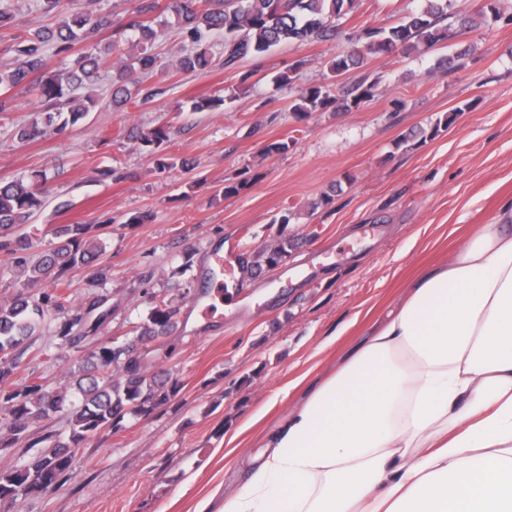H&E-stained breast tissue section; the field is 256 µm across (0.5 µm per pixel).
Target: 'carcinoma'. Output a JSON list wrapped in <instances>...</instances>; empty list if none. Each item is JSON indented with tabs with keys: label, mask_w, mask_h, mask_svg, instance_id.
I'll use <instances>...</instances> for the list:
<instances>
[{
	"label": "carcinoma",
	"mask_w": 512,
	"mask_h": 512,
	"mask_svg": "<svg viewBox=\"0 0 512 512\" xmlns=\"http://www.w3.org/2000/svg\"><path fill=\"white\" fill-rule=\"evenodd\" d=\"M357 0H141L130 12L118 16L102 14L83 7L61 8L62 0H43L44 10H59L55 28H36L13 45L14 61L0 67V112L7 110L11 92L22 86L32 90L41 109L25 125L15 130V138L26 143L48 131L56 133L82 124L95 101L75 92L98 82L101 71L112 69L111 102L114 107L142 105L159 94L152 90L140 94V78L152 73L205 72L215 65L233 68L249 57L264 56L287 42H307L314 38H330L339 34L335 21L354 12ZM452 0H422V5L391 26L367 27L358 34L362 49L334 58L328 63V78H336L362 65L364 55L392 52H429L438 45L459 39L480 25L501 19L499 0H487L470 19H457L446 25ZM169 26L181 29L190 45L179 49L167 62L153 52L154 42ZM110 29L113 37L129 44L131 53L110 59L115 43L99 47L95 38ZM218 34L223 37V57L215 59L208 41ZM66 55L63 68L52 69L47 62V48ZM253 72L239 76V85L223 94L200 97L193 102L196 112H212L224 108L237 92L249 90ZM375 83L360 82L339 97L327 85L312 84L297 90L291 106L294 117L301 121L312 113L327 108L350 110L373 96ZM461 109L444 115L430 127L419 128L401 137L400 147L415 140L425 143L448 128ZM128 138L150 154L158 153L170 139L163 126L133 130ZM47 173L37 171L30 179L0 181V252L11 259L20 290L10 302L0 305V351L13 353V363L0 364V447L17 443L30 427L53 419L65 412L69 415L68 441L53 440L50 450L8 472H0V501L15 499L18 494H41L53 490L61 478L74 470L76 451L87 437L104 429L114 433L123 428L127 416L146 417L168 404L179 392L176 381H166L146 373L138 354L137 342L144 338L170 333L178 327L181 300L152 298L147 316L135 339H117L92 354L95 374L78 379L70 389L47 390L31 381L7 386L14 374V363L22 360L49 309L63 311L69 303V281L65 276L74 268H86L91 279L103 281L109 267L99 262L106 244L88 224H64L56 229L59 244L44 251L32 262L26 251L28 238L20 230L46 207L44 185ZM252 178L242 172L235 181L224 183V197L240 194L250 186ZM294 243L279 232L275 243L264 245L253 256V266L261 271L275 268L288 257ZM49 279L55 291L37 296L29 292ZM105 301L88 310L63 317L56 327L57 335L76 341L95 330L108 315Z\"/></svg>",
	"instance_id": "1"
}]
</instances>
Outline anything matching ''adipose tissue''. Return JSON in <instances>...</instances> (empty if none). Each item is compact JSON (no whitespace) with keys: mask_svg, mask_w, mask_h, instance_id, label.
I'll return each instance as SVG.
<instances>
[{"mask_svg":"<svg viewBox=\"0 0 512 512\" xmlns=\"http://www.w3.org/2000/svg\"><path fill=\"white\" fill-rule=\"evenodd\" d=\"M195 512H512V209L409 283Z\"/></svg>","mask_w":512,"mask_h":512,"instance_id":"adipose-tissue-1","label":"adipose tissue"}]
</instances>
